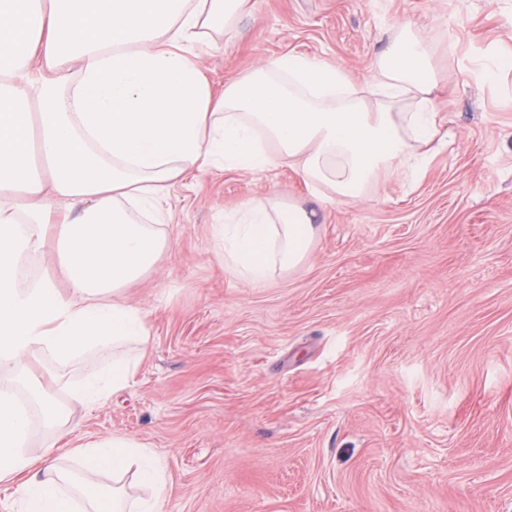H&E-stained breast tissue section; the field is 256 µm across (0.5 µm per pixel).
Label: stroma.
I'll use <instances>...</instances> for the list:
<instances>
[{"mask_svg": "<svg viewBox=\"0 0 512 512\" xmlns=\"http://www.w3.org/2000/svg\"><path fill=\"white\" fill-rule=\"evenodd\" d=\"M403 24L436 43L445 144L362 202L318 200L287 167L190 175L170 249L124 293L151 329L131 385L87 410L69 390L98 354L29 366L70 407L65 465L134 440L165 463L167 512H512V0H252L198 62L217 96L299 52L366 82ZM273 194L312 210L316 235L255 284L216 228Z\"/></svg>", "mask_w": 512, "mask_h": 512, "instance_id": "35a3bbf8", "label": "stroma"}]
</instances>
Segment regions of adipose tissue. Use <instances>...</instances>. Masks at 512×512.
<instances>
[{"label": "adipose tissue", "instance_id": "obj_1", "mask_svg": "<svg viewBox=\"0 0 512 512\" xmlns=\"http://www.w3.org/2000/svg\"><path fill=\"white\" fill-rule=\"evenodd\" d=\"M251 0H0V484L21 512H165L161 460L122 436L87 443L81 472L55 455L69 420L56 399H19L32 358L58 364L89 351L103 366L71 389L95 406L133 380L127 352L146 350V312L124 289L169 246L162 223L192 171L293 169L313 195L367 199L375 180L422 168L441 138L428 37L387 36L375 81L301 53L261 60L214 97L194 51L233 36ZM217 236L224 257L261 283L307 257L315 229L302 205L277 197L242 207ZM53 244V279L26 266ZM48 435L32 453L34 426ZM135 470L152 491L132 502L101 475Z\"/></svg>", "mask_w": 512, "mask_h": 512}]
</instances>
